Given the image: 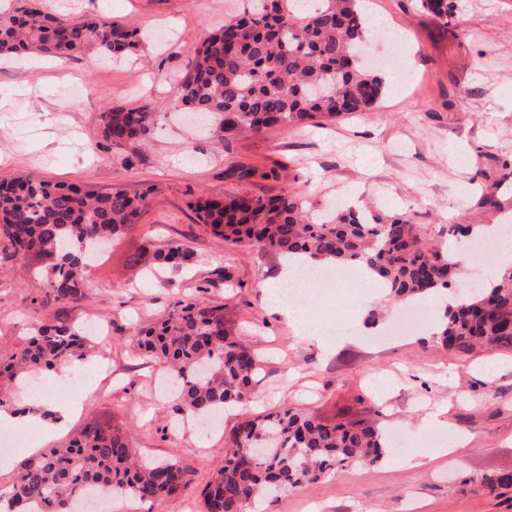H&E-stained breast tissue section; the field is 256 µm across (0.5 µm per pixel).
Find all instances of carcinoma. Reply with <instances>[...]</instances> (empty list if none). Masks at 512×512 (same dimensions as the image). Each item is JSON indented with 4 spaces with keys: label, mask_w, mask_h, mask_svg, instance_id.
Segmentation results:
<instances>
[{
    "label": "carcinoma",
    "mask_w": 512,
    "mask_h": 512,
    "mask_svg": "<svg viewBox=\"0 0 512 512\" xmlns=\"http://www.w3.org/2000/svg\"><path fill=\"white\" fill-rule=\"evenodd\" d=\"M196 51L191 73L179 83V100L192 112L215 118L224 138L293 128L317 118L334 120L372 110L386 91L381 73L363 64L371 28L360 0H247ZM422 9L446 21L452 0H419ZM140 47L138 29L109 17L71 21L36 9L0 12V58L51 54L70 60L95 50L116 57ZM157 107L112 106L102 115L103 137L114 146L146 140ZM145 196L120 188L89 195L74 185L17 177L0 181V271L30 252L47 260L46 288L32 302L65 308L85 296L86 257L134 226ZM199 223L225 242L258 247L285 259L309 257L321 265L355 264L397 301L419 303L449 288L458 262L448 250L429 248L425 231L395 216L376 219L348 208L312 213L308 201L284 193L266 198L237 193L201 198ZM158 265L180 268L193 258L181 243L157 248ZM445 305L433 337L450 353L478 345L512 349V268ZM140 353L162 365L180 391V410L207 414L244 402L256 370L250 348L224 329L222 307L200 299L179 302L173 313L141 331ZM88 338L65 324H39L9 355H0V388L27 373L86 358ZM271 436L275 448L253 457ZM224 466L204 486L202 512H257L265 499L329 471L381 460L387 442L365 421L326 423L283 407L246 418L230 430ZM156 501L183 494L190 483L174 463H141L130 436L85 429L64 444L28 458L11 486L12 512H58L78 500L85 486ZM485 493L512 488V468L482 475Z\"/></svg>",
    "instance_id": "obj_1"
}]
</instances>
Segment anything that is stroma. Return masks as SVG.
Returning a JSON list of instances; mask_svg holds the SVG:
<instances>
[{"label": "stroma", "instance_id": "obj_1", "mask_svg": "<svg viewBox=\"0 0 512 512\" xmlns=\"http://www.w3.org/2000/svg\"><path fill=\"white\" fill-rule=\"evenodd\" d=\"M72 19L96 14L138 27V58L103 61L86 53L53 68L49 56L0 62V180L37 175L103 194L119 186L145 195L128 235L88 270L86 298L60 310L34 309L45 283L41 258L26 255L0 273V347L17 346L36 322L81 325L99 316L109 340L78 361L86 379L79 406L52 441L32 426L31 444L46 449L83 429L120 430L148 461L186 468L184 495L158 502L113 499L106 512H198L200 492L224 464V437L242 418L283 405L327 422L364 419L396 436L397 448L372 465H356L285 492L262 512H512V489L474 491L482 473L512 467V350L478 348L455 355L429 329L384 343L374 337L402 313L379 285L347 295L309 294L315 317L353 320L354 333L320 340L296 334L267 301L281 283L283 261L225 243L199 224L192 208L207 196L292 192L313 208L343 201L389 218L407 215L429 233L451 224H498L512 212V0H455L456 25H444L418 0H367L389 27L369 40L370 53L395 58L384 69L387 90L368 113L321 125L271 128L223 140L193 123L177 102L194 50L244 0H9ZM163 109L145 141L115 147L102 136L105 107L146 102ZM254 167L247 179L233 167ZM494 196L502 211L482 207ZM184 244L194 253L179 269L153 267L155 245ZM201 296L224 308L225 326L251 347L258 372L243 406L209 431H187L180 400L154 384L153 366L129 344L138 330L172 311L178 299ZM376 311L377 326L366 325ZM495 364L487 379L483 370ZM384 376L390 389L375 393ZM458 455L407 468L398 452L428 438Z\"/></svg>", "mask_w": 512, "mask_h": 512}]
</instances>
